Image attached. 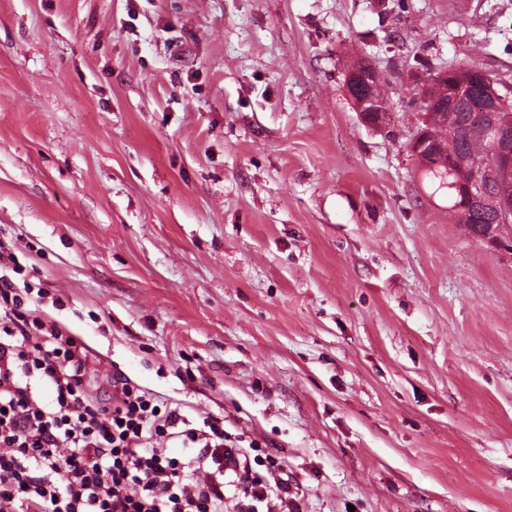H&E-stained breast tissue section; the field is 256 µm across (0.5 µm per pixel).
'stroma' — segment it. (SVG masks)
<instances>
[{"label":"stroma","instance_id":"stroma-1","mask_svg":"<svg viewBox=\"0 0 512 512\" xmlns=\"http://www.w3.org/2000/svg\"><path fill=\"white\" fill-rule=\"evenodd\" d=\"M418 56L512 96V0H0V272L297 512H512V258L409 151ZM375 75H366L358 70L356 61L352 62L345 69L344 88L345 93L361 122L374 130H383L389 125L390 112L380 103L373 94L374 87L371 78L376 79V85L380 77L379 72L374 69ZM382 80L379 86H375V94L384 100L381 92ZM385 101V100H384Z\"/></svg>","mask_w":512,"mask_h":512}]
</instances>
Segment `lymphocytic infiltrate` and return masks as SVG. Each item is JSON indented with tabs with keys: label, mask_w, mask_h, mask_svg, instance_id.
I'll return each mask as SVG.
<instances>
[{
	"label": "lymphocytic infiltrate",
	"mask_w": 512,
	"mask_h": 512,
	"mask_svg": "<svg viewBox=\"0 0 512 512\" xmlns=\"http://www.w3.org/2000/svg\"><path fill=\"white\" fill-rule=\"evenodd\" d=\"M23 304L0 274V512H228V486L292 512L287 480L254 476L218 421L124 379L112 407L96 402L75 341Z\"/></svg>",
	"instance_id": "f902f5d3"
}]
</instances>
